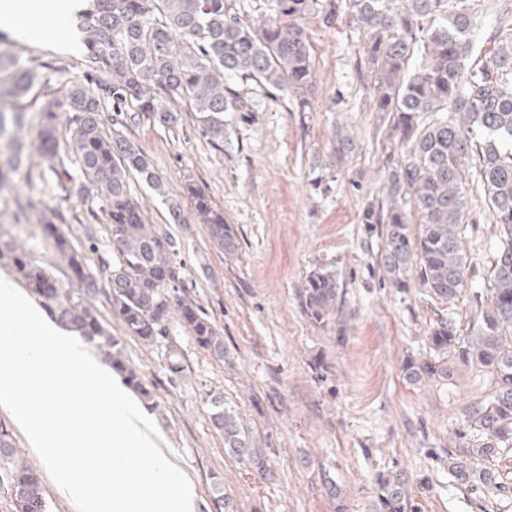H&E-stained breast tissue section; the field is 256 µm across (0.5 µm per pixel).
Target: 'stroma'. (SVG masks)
<instances>
[{
  "mask_svg": "<svg viewBox=\"0 0 512 512\" xmlns=\"http://www.w3.org/2000/svg\"><path fill=\"white\" fill-rule=\"evenodd\" d=\"M470 5L476 16L474 54L481 57L495 47L494 25L512 21V0ZM62 25L63 33L40 42L19 38L13 47L20 65L39 74L33 91L17 101L33 137L42 105L62 99L67 81L83 74V52L69 36L76 22L68 18ZM304 25L314 71L312 111H296L289 99L250 85V106L227 113L229 127L220 139L203 135L182 101L175 104V124H161L144 112L125 113L121 123L166 190L158 196L134 177L131 192L150 223L173 239L187 291L223 330L225 358L208 354L172 324L171 344L185 366L184 380L174 384L168 346L150 347L128 336L103 292L94 300L100 318L154 395L145 411L164 450L195 488V512H217V478L234 512H333L324 490L328 478L340 489L347 512H377L376 478L390 471L407 480L409 512H512V449L494 463L508 488L500 507L448 474V453L461 446L458 433L470 406L492 392L490 377L460 364L450 377L418 385L402 373L405 359L426 358L428 332L439 317L451 315L463 330L475 322L474 293L484 285L497 229L480 193L467 189L470 225L463 248L471 264L467 286L455 301L434 302L414 282L397 289L381 280L382 241L363 217L366 204L380 194L388 155L398 151L392 120L374 111L373 96L356 71L361 41L349 16L340 15L330 28L311 17ZM340 128L354 147L334 164L330 140ZM190 180L234 228L240 242L234 257L225 256L197 221L185 190ZM10 181L11 189L0 191V224L34 257L50 261L51 248L29 211L17 207L19 197L63 212V229L88 264L111 257L106 224L77 199H65L41 158L25 159ZM173 199L182 204L178 223L169 215ZM317 266L335 270L339 288L323 326L308 319L300 302L306 276ZM214 394L237 408L263 450L267 471L225 454L209 420ZM0 421L39 474L47 512H77L8 409L0 407Z\"/></svg>",
  "mask_w": 512,
  "mask_h": 512,
  "instance_id": "35a3bbf8",
  "label": "stroma"
}]
</instances>
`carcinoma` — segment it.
Listing matches in <instances>:
<instances>
[{
  "mask_svg": "<svg viewBox=\"0 0 512 512\" xmlns=\"http://www.w3.org/2000/svg\"><path fill=\"white\" fill-rule=\"evenodd\" d=\"M274 16L250 26L234 0H90L79 16L85 48L83 78L68 81L63 100L48 104L42 128L30 142L24 111L0 108V130L9 124L5 170L22 166L25 146L47 162L57 177L76 165L78 180L60 182L101 215L108 226L116 260L91 267L58 223L56 209L41 212L39 223L53 240L55 261L48 267L14 237L0 233V266L8 269L60 326L95 345L104 362L143 400L153 393L142 375L126 364L123 346L99 320L91 299L98 280L108 286L112 313L125 332L147 346L169 349L168 369L184 378L180 354L169 344L172 320L199 348L224 359V336L215 322L183 289V274L173 240L149 223L130 191L137 176L158 193L162 179L147 155L122 132L106 129L102 114L149 112L175 122L169 100L186 102L198 114L201 131L224 136V114L243 107L238 84L254 81L292 97L307 112L313 85L310 45L303 20L312 16L326 27L342 12L352 16L362 35L363 62L373 108L392 115L398 137L397 157L388 159L382 198L369 202L366 224L379 225L383 278L396 288L414 279L434 300L453 301L466 288L468 260L464 185L484 193L498 226L488 260L483 302L472 335L456 321L440 318L428 333L426 359L403 362L405 380L448 376V359L491 376L493 392L467 416L460 433L466 446L448 452V472L460 486L502 491L489 462L512 447V27L500 28L488 58L472 57L471 7L468 0H272ZM7 94L22 97L38 82L35 70L21 67L11 75ZM64 131L70 148L60 149ZM352 140L336 132L330 157L345 159ZM196 216L228 256L239 246L209 196L187 184ZM67 272L60 283L53 268ZM336 273L318 267L300 293L304 312L326 324L336 307ZM211 426L224 438V451L236 460L265 467L262 451L224 397L210 399ZM378 512H408L409 497L401 474H378ZM10 491L13 512H46L44 488L34 468L19 454L8 425L0 421V487Z\"/></svg>",
  "mask_w": 512,
  "mask_h": 512,
  "instance_id": "obj_1",
  "label": "carcinoma"
}]
</instances>
